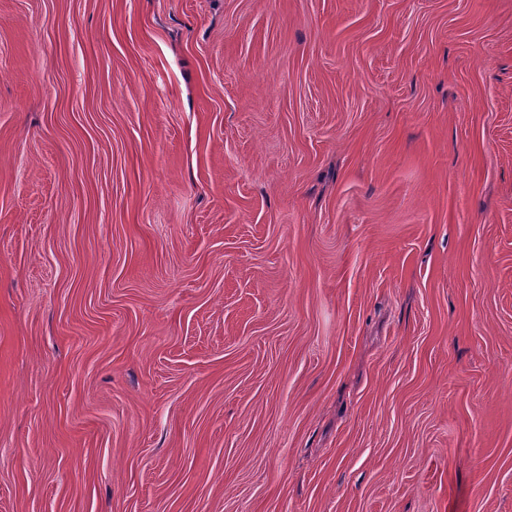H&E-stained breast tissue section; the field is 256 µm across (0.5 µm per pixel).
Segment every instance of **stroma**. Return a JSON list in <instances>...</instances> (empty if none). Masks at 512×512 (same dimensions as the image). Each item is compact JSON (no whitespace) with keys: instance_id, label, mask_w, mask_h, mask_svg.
I'll list each match as a JSON object with an SVG mask.
<instances>
[{"instance_id":"stroma-1","label":"stroma","mask_w":512,"mask_h":512,"mask_svg":"<svg viewBox=\"0 0 512 512\" xmlns=\"http://www.w3.org/2000/svg\"><path fill=\"white\" fill-rule=\"evenodd\" d=\"M0 512H512V0H0Z\"/></svg>"}]
</instances>
